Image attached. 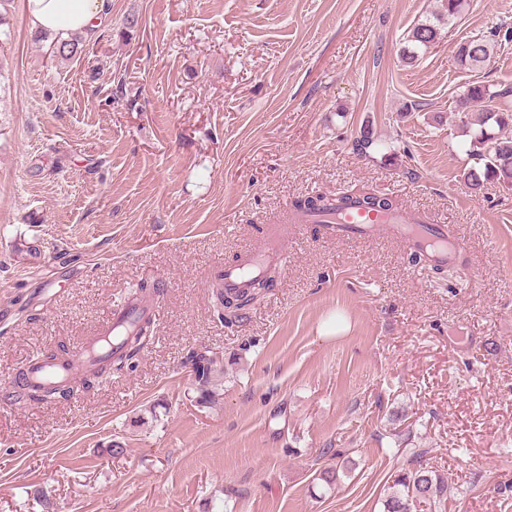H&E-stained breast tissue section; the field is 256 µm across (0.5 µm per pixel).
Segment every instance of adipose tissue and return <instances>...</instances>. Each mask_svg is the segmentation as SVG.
Segmentation results:
<instances>
[{
  "label": "adipose tissue",
  "mask_w": 512,
  "mask_h": 512,
  "mask_svg": "<svg viewBox=\"0 0 512 512\" xmlns=\"http://www.w3.org/2000/svg\"><path fill=\"white\" fill-rule=\"evenodd\" d=\"M103 0H25L30 25L61 36L95 29Z\"/></svg>",
  "instance_id": "adipose-tissue-1"
}]
</instances>
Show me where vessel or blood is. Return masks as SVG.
Segmentation results:
<instances>
[{
    "label": "vessel or blood",
    "instance_id": "obj_1",
    "mask_svg": "<svg viewBox=\"0 0 512 512\" xmlns=\"http://www.w3.org/2000/svg\"><path fill=\"white\" fill-rule=\"evenodd\" d=\"M304 224L319 225L326 236L338 239L371 237L384 232L401 240L409 251L423 252L429 262L437 265L456 262L463 252L462 244L449 238L445 226L431 223L425 214L404 208L369 212L343 205L336 199L324 212L290 213L287 223L271 228L265 241L245 251L238 264L218 269L217 276L225 288L231 291L244 289L251 277L280 265L285 257L289 233ZM158 315L154 305L133 301L118 306L97 335L76 348L66 361L25 366L26 385L31 390L43 391L54 383L74 380L112 349V334L116 329L130 327L142 320L153 321Z\"/></svg>",
    "mask_w": 512,
    "mask_h": 512
}]
</instances>
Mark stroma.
I'll return each instance as SVG.
<instances>
[{"mask_svg":"<svg viewBox=\"0 0 512 512\" xmlns=\"http://www.w3.org/2000/svg\"><path fill=\"white\" fill-rule=\"evenodd\" d=\"M106 4L68 60L24 0L0 14V512H383L417 452L455 475L446 512H512V187L471 189L455 114L468 82L512 85V41L472 71L454 58L512 28V0H465L410 62L441 0ZM363 189L447 225L467 264L308 224L264 297L218 321V266L296 199ZM143 281L163 294L136 369L10 399ZM192 347L224 368L215 397ZM184 365L193 366L195 381L204 395H207L209 387L223 374L220 361L203 349L190 348L185 356Z\"/></svg>","mask_w":512,"mask_h":512,"instance_id":"obj_1","label":"stroma"}]
</instances>
